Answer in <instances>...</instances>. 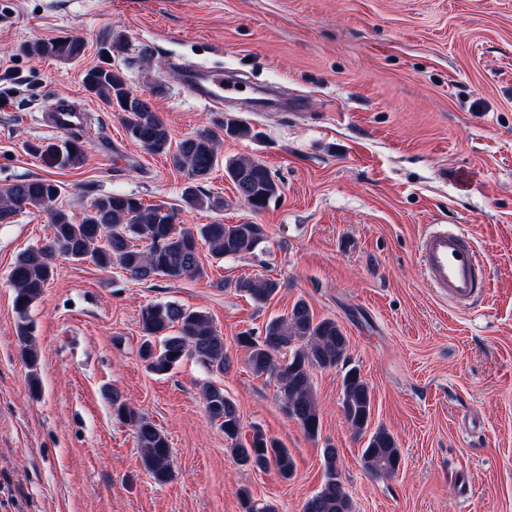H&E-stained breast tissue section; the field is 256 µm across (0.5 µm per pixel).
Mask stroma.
<instances>
[{"label": "stroma", "instance_id": "35a3bbf8", "mask_svg": "<svg viewBox=\"0 0 512 512\" xmlns=\"http://www.w3.org/2000/svg\"><path fill=\"white\" fill-rule=\"evenodd\" d=\"M107 31L125 39L113 68L149 98L173 141L220 135L221 163L203 188L223 209L183 208L184 174L85 90ZM66 35L84 40L79 59L21 50ZM196 65L249 89L274 87L281 102L209 110L183 89L184 67ZM57 99L89 111L76 169L30 151L62 140L47 126ZM228 118L256 138L223 137ZM237 157L282 184L261 213L224 174L223 161ZM33 176L60 183L58 204L77 219L96 197L126 194L177 208L187 226L261 224L266 239L221 261L201 249L205 275L178 280L53 256L54 278L28 314L40 353L32 390L9 272L51 226L37 210L0 224V512H302L329 445L354 512H512V0H0V189ZM431 224L461 227L486 262L487 294L473 309L452 308L426 285L417 245ZM248 276L281 288L256 303L235 289ZM300 299L346 334L347 367L371 391L370 427L401 451L395 475L362 466L366 439L341 409L346 367L313 375L314 438L285 415L275 380L250 369L238 336L260 333ZM166 301L211 316L230 361L224 374L191 358L166 375L146 370L139 311ZM210 380L237 403L242 440L258 428L289 449L290 479L231 455L203 405ZM114 388L166 435L169 482L154 481L132 427L113 417Z\"/></svg>", "mask_w": 512, "mask_h": 512}]
</instances>
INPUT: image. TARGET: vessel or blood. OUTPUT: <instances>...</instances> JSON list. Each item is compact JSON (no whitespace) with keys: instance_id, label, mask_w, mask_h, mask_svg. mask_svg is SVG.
Returning a JSON list of instances; mask_svg holds the SVG:
<instances>
[{"instance_id":"b4317fda","label":"vessel or blood","mask_w":512,"mask_h":512,"mask_svg":"<svg viewBox=\"0 0 512 512\" xmlns=\"http://www.w3.org/2000/svg\"><path fill=\"white\" fill-rule=\"evenodd\" d=\"M190 95L205 107L223 108L235 98L238 83L219 70L191 69L184 74ZM52 125L70 132L85 123V111L69 100H57L48 107ZM418 260L425 280L441 297L457 307L471 308L485 294L484 267L469 238L459 231L429 230L420 239Z\"/></svg>"}]
</instances>
